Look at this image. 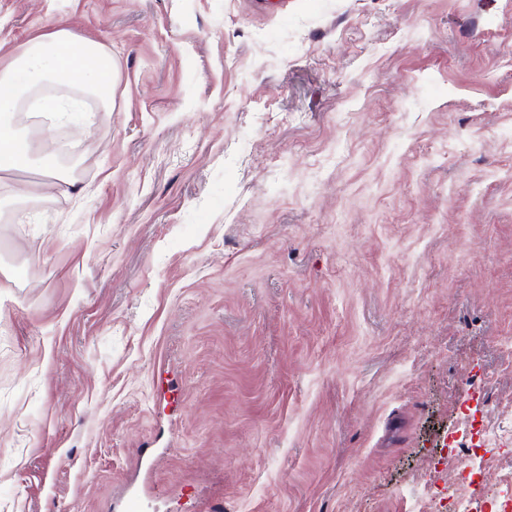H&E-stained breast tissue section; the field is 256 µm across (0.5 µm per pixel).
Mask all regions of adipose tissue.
Segmentation results:
<instances>
[{"label":"adipose tissue","mask_w":512,"mask_h":512,"mask_svg":"<svg viewBox=\"0 0 512 512\" xmlns=\"http://www.w3.org/2000/svg\"><path fill=\"white\" fill-rule=\"evenodd\" d=\"M115 77L110 48L78 40L63 24L0 58V181L32 161V145L15 125L20 109L60 122L71 121L90 100L109 110Z\"/></svg>","instance_id":"adipose-tissue-1"}]
</instances>
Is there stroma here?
<instances>
[{
	"mask_svg": "<svg viewBox=\"0 0 512 512\" xmlns=\"http://www.w3.org/2000/svg\"><path fill=\"white\" fill-rule=\"evenodd\" d=\"M62 20L118 74L11 182L0 512L454 486L512 421V0H0V57ZM474 435L478 436L476 447L492 448L498 451L507 449L512 452V426H497L489 428L482 426L476 430Z\"/></svg>",
	"mask_w": 512,
	"mask_h": 512,
	"instance_id": "obj_1",
	"label": "stroma"
}]
</instances>
